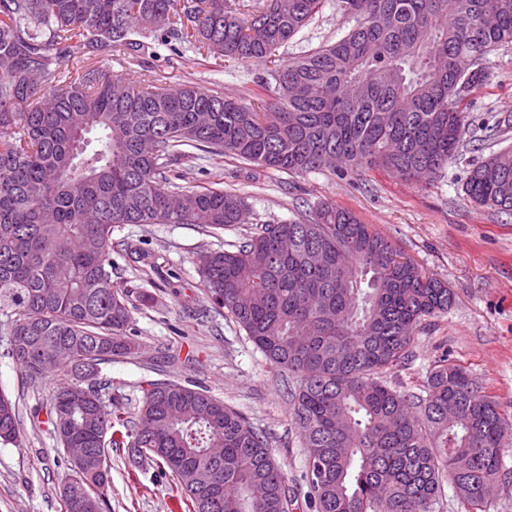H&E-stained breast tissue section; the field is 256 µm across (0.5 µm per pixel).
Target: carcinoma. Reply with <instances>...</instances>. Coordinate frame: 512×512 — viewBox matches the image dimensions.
<instances>
[{
	"mask_svg": "<svg viewBox=\"0 0 512 512\" xmlns=\"http://www.w3.org/2000/svg\"><path fill=\"white\" fill-rule=\"evenodd\" d=\"M323 0H0V313L31 387L65 381L47 424L70 460L61 512H107L106 445L169 471L192 512H289L288 476L265 435L201 387L148 380L135 416L102 366L138 354L133 291L112 283L124 224L246 223L245 198L185 190L181 161L230 156L303 175L328 152L341 175L381 169L438 177L463 145L462 102L484 56L512 45V0H341L357 25L281 63L275 52ZM270 65L235 98L155 76L105 77L92 61L121 47ZM82 54L84 64L61 78ZM100 133L99 147L89 134ZM475 206L512 213V149L473 168ZM203 288L294 380L290 417L305 450L311 512H434L443 482L466 512L512 488L508 419L461 366L441 360L425 393L378 379L409 359L414 331L453 293L351 211L321 202L263 223L230 250L203 253ZM19 403L0 393V442L17 440Z\"/></svg>",
	"mask_w": 512,
	"mask_h": 512,
	"instance_id": "obj_1",
	"label": "carcinoma"
}]
</instances>
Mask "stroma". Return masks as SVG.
I'll use <instances>...</instances> for the list:
<instances>
[{
	"instance_id": "1",
	"label": "stroma",
	"mask_w": 512,
	"mask_h": 512,
	"mask_svg": "<svg viewBox=\"0 0 512 512\" xmlns=\"http://www.w3.org/2000/svg\"><path fill=\"white\" fill-rule=\"evenodd\" d=\"M340 0H326L321 11L277 52L285 60L333 42L354 22ZM109 75L136 77L142 67L167 87L190 81L235 96L252 85L262 68L254 63L177 54L166 47L142 59L120 52L99 59ZM484 82L463 102L466 144L444 169L426 181H404L380 170L338 176L322 170L290 176L230 157H208L174 165L179 186L196 190L219 186L245 196L261 219L285 221L329 201L351 210L390 240L426 276L448 284L454 302L448 312L423 322L414 334L403 367L382 373L390 387L421 392L435 363L445 359L465 368L512 418V216L475 207L463 184L476 164L493 152L512 148V46L483 61ZM239 224L214 234L194 224H126L112 234V280L125 288L144 287L154 297L134 312L137 356L105 365L112 395L135 411L146 380L193 381L239 410L267 437L288 475L296 512H308L307 487L300 476L305 453L289 415L287 373L277 370L216 312L201 285L198 258L237 242ZM140 247L151 274H143L123 242ZM9 321L0 314V390L18 400L17 443L0 444V512H60V488L69 472L67 456L49 425L44 393L27 388L20 367L8 353ZM111 467L108 490L112 512H189L168 474L154 461L127 448L106 452Z\"/></svg>"
}]
</instances>
